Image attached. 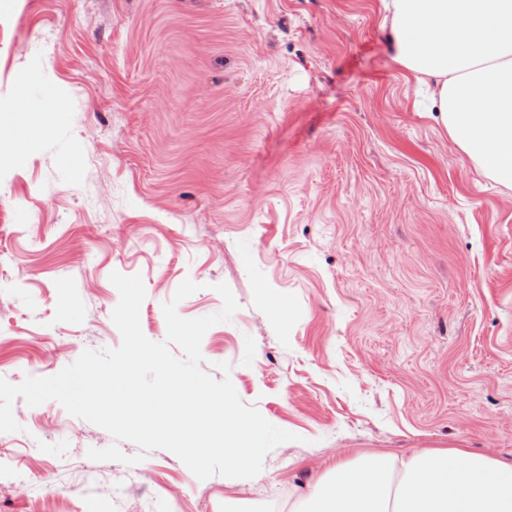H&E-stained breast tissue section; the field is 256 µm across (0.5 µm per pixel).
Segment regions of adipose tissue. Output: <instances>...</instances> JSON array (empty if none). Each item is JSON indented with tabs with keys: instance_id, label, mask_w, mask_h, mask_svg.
<instances>
[{
	"instance_id": "1",
	"label": "adipose tissue",
	"mask_w": 512,
	"mask_h": 512,
	"mask_svg": "<svg viewBox=\"0 0 512 512\" xmlns=\"http://www.w3.org/2000/svg\"><path fill=\"white\" fill-rule=\"evenodd\" d=\"M394 61L487 178L512 188V0H383ZM302 512H512V462L460 448L341 461Z\"/></svg>"
}]
</instances>
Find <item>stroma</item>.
Returning a JSON list of instances; mask_svg holds the SVG:
<instances>
[{"label": "stroma", "instance_id": "1", "mask_svg": "<svg viewBox=\"0 0 512 512\" xmlns=\"http://www.w3.org/2000/svg\"><path fill=\"white\" fill-rule=\"evenodd\" d=\"M381 0H0V104L44 129L0 162V377L144 335L184 280L203 369L297 434L251 479H197L55 401L16 399L0 512H296L363 454L512 460V188L426 113ZM38 87H31L32 76Z\"/></svg>", "mask_w": 512, "mask_h": 512}]
</instances>
